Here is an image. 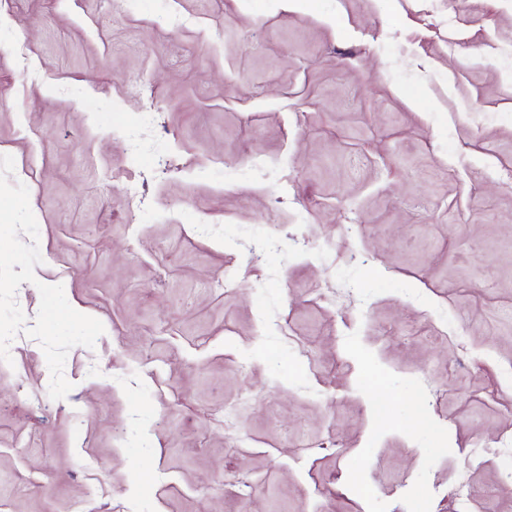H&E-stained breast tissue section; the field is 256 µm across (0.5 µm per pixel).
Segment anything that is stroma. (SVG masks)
Instances as JSON below:
<instances>
[{"label":"stroma","instance_id":"1","mask_svg":"<svg viewBox=\"0 0 512 512\" xmlns=\"http://www.w3.org/2000/svg\"><path fill=\"white\" fill-rule=\"evenodd\" d=\"M5 339L0 512H512V0H0Z\"/></svg>","mask_w":512,"mask_h":512}]
</instances>
